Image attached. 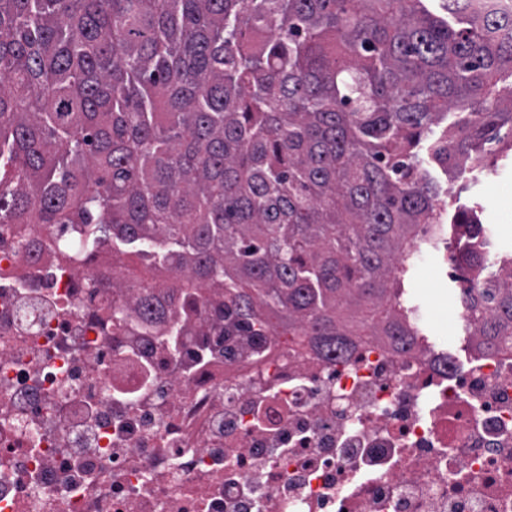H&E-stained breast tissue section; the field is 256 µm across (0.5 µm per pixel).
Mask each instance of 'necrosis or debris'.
<instances>
[{"label":"necrosis or debris","mask_w":512,"mask_h":512,"mask_svg":"<svg viewBox=\"0 0 512 512\" xmlns=\"http://www.w3.org/2000/svg\"><path fill=\"white\" fill-rule=\"evenodd\" d=\"M0 225V512H512V356L223 333L170 269Z\"/></svg>","instance_id":"1"}]
</instances>
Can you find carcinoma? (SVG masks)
I'll list each match as a JSON object with an SVG mask.
<instances>
[{"label": "carcinoma", "instance_id": "obj_1", "mask_svg": "<svg viewBox=\"0 0 512 512\" xmlns=\"http://www.w3.org/2000/svg\"><path fill=\"white\" fill-rule=\"evenodd\" d=\"M481 0H0V225L56 224L325 338L421 336L416 243L467 239V326L512 350V255L444 224L427 166L489 171L512 124V37ZM456 119L440 123L451 111Z\"/></svg>", "mask_w": 512, "mask_h": 512}]
</instances>
